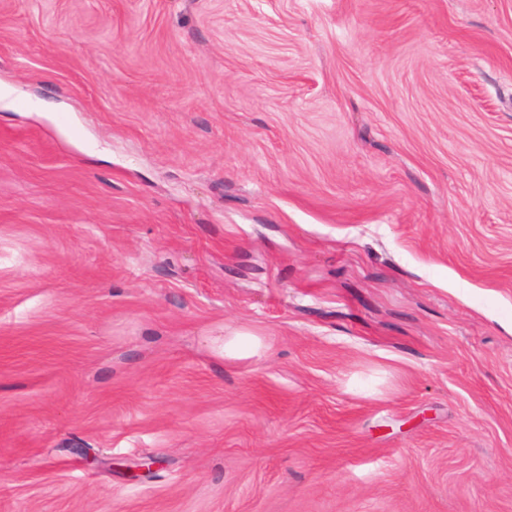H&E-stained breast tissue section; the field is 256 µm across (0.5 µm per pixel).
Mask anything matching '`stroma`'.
<instances>
[{
    "instance_id": "1",
    "label": "stroma",
    "mask_w": 512,
    "mask_h": 512,
    "mask_svg": "<svg viewBox=\"0 0 512 512\" xmlns=\"http://www.w3.org/2000/svg\"><path fill=\"white\" fill-rule=\"evenodd\" d=\"M0 83V512H512V0H0ZM260 341L249 333L238 332L233 336L224 337V356L231 358H248L258 354Z\"/></svg>"
}]
</instances>
